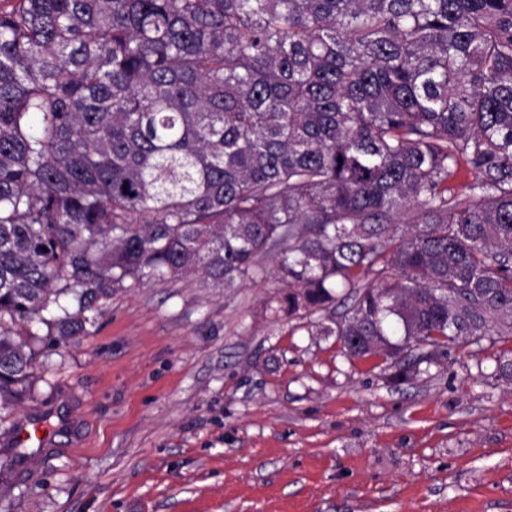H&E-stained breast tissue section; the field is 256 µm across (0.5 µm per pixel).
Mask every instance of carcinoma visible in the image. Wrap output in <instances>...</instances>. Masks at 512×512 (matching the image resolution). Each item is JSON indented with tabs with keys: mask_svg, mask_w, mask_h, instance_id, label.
I'll list each match as a JSON object with an SVG mask.
<instances>
[{
	"mask_svg": "<svg viewBox=\"0 0 512 512\" xmlns=\"http://www.w3.org/2000/svg\"><path fill=\"white\" fill-rule=\"evenodd\" d=\"M273 253L395 386L512 319V0H0L1 429L33 322Z\"/></svg>",
	"mask_w": 512,
	"mask_h": 512,
	"instance_id": "1",
	"label": "carcinoma"
}]
</instances>
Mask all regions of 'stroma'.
Masks as SVG:
<instances>
[{
  "label": "stroma",
  "instance_id": "35a3bbf8",
  "mask_svg": "<svg viewBox=\"0 0 512 512\" xmlns=\"http://www.w3.org/2000/svg\"><path fill=\"white\" fill-rule=\"evenodd\" d=\"M265 277L113 289L93 327L38 336L0 435V512H512V329L400 386L347 360L339 315L287 317Z\"/></svg>",
  "mask_w": 512,
  "mask_h": 512
}]
</instances>
